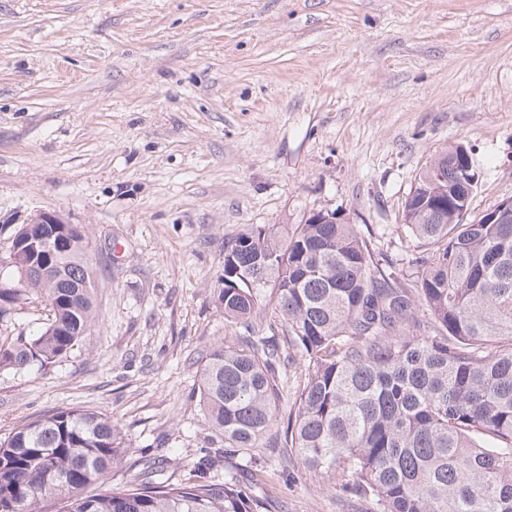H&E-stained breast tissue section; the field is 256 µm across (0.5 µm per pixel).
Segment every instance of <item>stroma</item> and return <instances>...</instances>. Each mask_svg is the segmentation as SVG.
<instances>
[{
	"label": "stroma",
	"mask_w": 512,
	"mask_h": 512,
	"mask_svg": "<svg viewBox=\"0 0 512 512\" xmlns=\"http://www.w3.org/2000/svg\"><path fill=\"white\" fill-rule=\"evenodd\" d=\"M464 146L471 216L512 198V0H0V257L37 211L81 225L98 320L67 357L0 370V437L111 416L142 459L223 441L199 404L224 240L315 212L393 259L420 170ZM264 512H370L289 459Z\"/></svg>",
	"instance_id": "1"
}]
</instances>
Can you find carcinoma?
I'll use <instances>...</instances> for the list:
<instances>
[{"label": "carcinoma", "mask_w": 512, "mask_h": 512, "mask_svg": "<svg viewBox=\"0 0 512 512\" xmlns=\"http://www.w3.org/2000/svg\"><path fill=\"white\" fill-rule=\"evenodd\" d=\"M473 196L453 150L419 175L404 206L408 272L356 224L334 212L282 238L250 225L224 242V318L240 344H219L200 374L203 409L224 437V480L215 456L180 479L142 461L135 484L103 494L130 450L106 414L60 409L0 440V512H262L255 483L268 451L341 475L371 512H512V214L466 221ZM21 288L0 289V319L40 304L31 339H0V370L60 359L96 322L93 273L80 225ZM271 302L286 334L255 335ZM302 358L285 431L275 428L287 369Z\"/></svg>", "instance_id": "carcinoma-1"}]
</instances>
